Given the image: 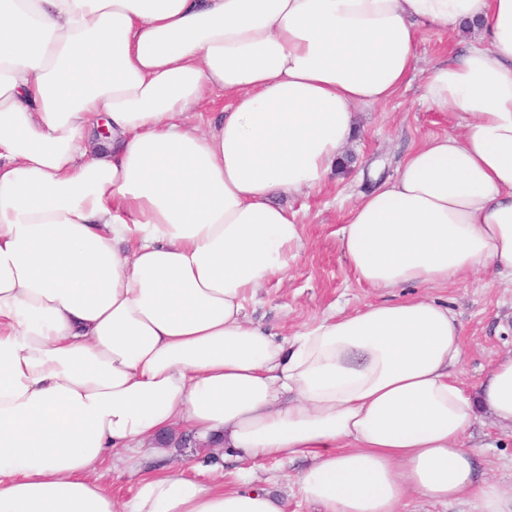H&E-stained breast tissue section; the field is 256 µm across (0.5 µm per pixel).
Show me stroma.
Here are the masks:
<instances>
[{"label": "stroma", "mask_w": 512, "mask_h": 512, "mask_svg": "<svg viewBox=\"0 0 512 512\" xmlns=\"http://www.w3.org/2000/svg\"><path fill=\"white\" fill-rule=\"evenodd\" d=\"M456 48V39L448 34L424 32L416 70L405 88L387 103L360 108L359 133L347 152L346 168L324 191L289 199L301 227L300 245L286 273L247 300L252 322L284 338L331 311L350 312L386 300V292L355 281L339 249L338 232L349 205L373 187L375 179L394 177L410 146L435 133L458 132V114L427 110L420 75ZM424 294L448 305L463 325L465 356L455 371L460 382L476 385L495 360L512 354V283L479 272L457 284L425 289ZM469 443L477 447L487 477L511 492L512 435L486 418ZM251 466L257 478L284 499L286 512H316L297 493L299 465L265 458Z\"/></svg>", "instance_id": "1"}]
</instances>
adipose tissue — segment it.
<instances>
[{
    "mask_svg": "<svg viewBox=\"0 0 512 512\" xmlns=\"http://www.w3.org/2000/svg\"><path fill=\"white\" fill-rule=\"evenodd\" d=\"M427 29L468 43L422 73L461 131L340 229L388 292L512 280V0H0V512H285L160 466L181 430L307 459L321 512H512L466 445L484 411L512 431V355L464 388L448 307L391 298L279 342L246 318L300 240L283 198L325 187ZM210 93L230 102L203 132L182 117ZM112 460L137 478L121 506ZM403 508L404 512H467V505L460 501L448 505L436 504L420 500L414 496L409 497Z\"/></svg>",
    "mask_w": 512,
    "mask_h": 512,
    "instance_id": "ef3b65f1",
    "label": "adipose tissue"
}]
</instances>
